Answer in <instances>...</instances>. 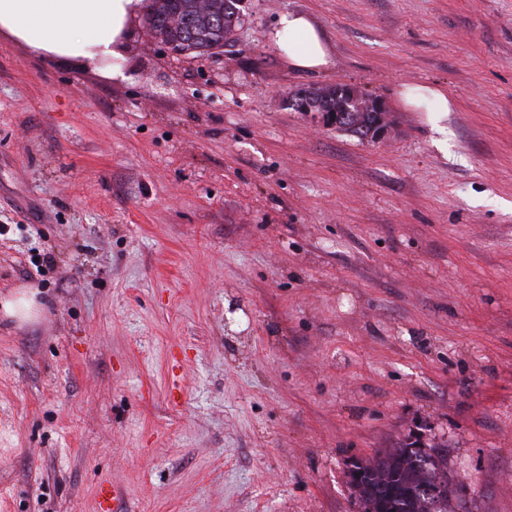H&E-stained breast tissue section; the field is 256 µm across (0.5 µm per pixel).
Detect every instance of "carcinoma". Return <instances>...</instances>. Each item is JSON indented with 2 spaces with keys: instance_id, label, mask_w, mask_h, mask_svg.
Instances as JSON below:
<instances>
[{
  "instance_id": "cac0c4a2",
  "label": "carcinoma",
  "mask_w": 512,
  "mask_h": 512,
  "mask_svg": "<svg viewBox=\"0 0 512 512\" xmlns=\"http://www.w3.org/2000/svg\"><path fill=\"white\" fill-rule=\"evenodd\" d=\"M146 16L149 29L166 48L189 51L191 56L211 52L218 44L232 40L241 22V0H210L206 14L199 13L196 0H155ZM178 18L172 24V17ZM298 99L313 104L320 112L348 111V131L362 138L384 121V113L358 105L359 95L337 84L297 92ZM405 439L379 452L367 462L352 466L362 472L355 485L357 500L378 501L384 512H453L452 501H460V483L448 480V452L438 445L415 448Z\"/></svg>"
}]
</instances>
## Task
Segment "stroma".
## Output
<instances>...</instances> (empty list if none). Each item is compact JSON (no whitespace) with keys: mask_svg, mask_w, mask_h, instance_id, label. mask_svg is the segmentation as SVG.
Listing matches in <instances>:
<instances>
[{"mask_svg":"<svg viewBox=\"0 0 512 512\" xmlns=\"http://www.w3.org/2000/svg\"><path fill=\"white\" fill-rule=\"evenodd\" d=\"M284 11L332 68H288ZM243 13L197 58L137 25L129 82L0 32V298L42 306L0 317V512H356L350 461L413 435L512 512V0ZM336 83L385 139L293 106ZM269 39L292 70L319 73L333 65L322 31L306 13H280ZM400 98L406 106L411 108H419L425 102L433 103V107L426 112H436L437 121L441 119L442 114L452 112L448 92L439 84H426L414 89H402ZM0 309H2L4 318L23 322L34 316L36 302L33 294L23 291L2 301L0 300Z\"/></svg>","mask_w":512,"mask_h":512,"instance_id":"stroma-1","label":"stroma"}]
</instances>
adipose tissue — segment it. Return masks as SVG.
Here are the masks:
<instances>
[{"instance_id": "ef3b65f1", "label": "adipose tissue", "mask_w": 512, "mask_h": 512, "mask_svg": "<svg viewBox=\"0 0 512 512\" xmlns=\"http://www.w3.org/2000/svg\"><path fill=\"white\" fill-rule=\"evenodd\" d=\"M150 0H0V31L43 55L112 60L111 76L128 81L125 53ZM289 68L318 73L333 60L322 31L303 12L280 13L269 32Z\"/></svg>"}]
</instances>
